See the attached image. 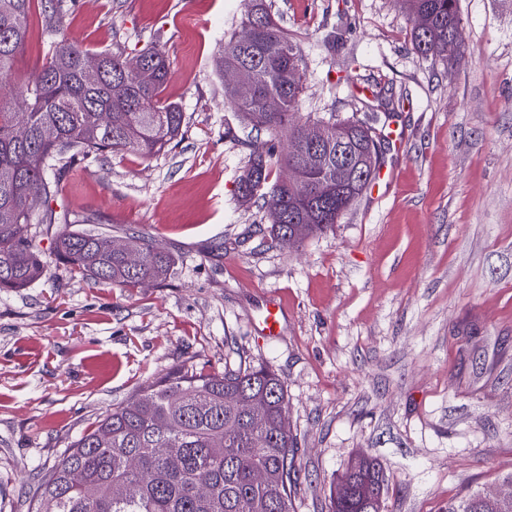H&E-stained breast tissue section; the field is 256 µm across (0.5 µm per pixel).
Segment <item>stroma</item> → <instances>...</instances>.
<instances>
[{"label":"stroma","mask_w":512,"mask_h":512,"mask_svg":"<svg viewBox=\"0 0 512 512\" xmlns=\"http://www.w3.org/2000/svg\"><path fill=\"white\" fill-rule=\"evenodd\" d=\"M306 58L302 113L393 100L384 167L334 231L283 249L245 204L249 150L216 58L240 0H71L65 30L127 57L158 45L184 136L150 159L89 156L62 205L174 258L161 284L97 282L52 261L0 290V512H34L41 477L113 405L180 368L263 362L288 390L293 512H323L352 456L377 457L382 512H447L512 476V0H458L459 64L417 53L400 0H271ZM343 28L342 40L326 35ZM46 51L33 22L9 88ZM358 80L338 82L345 60ZM283 306L281 334L258 322Z\"/></svg>","instance_id":"stroma-1"}]
</instances>
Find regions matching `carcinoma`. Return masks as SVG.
<instances>
[{
	"mask_svg": "<svg viewBox=\"0 0 512 512\" xmlns=\"http://www.w3.org/2000/svg\"><path fill=\"white\" fill-rule=\"evenodd\" d=\"M32 0H0V74H12L25 49ZM45 31L53 35L42 61L21 89L20 101L0 99V288H27L46 273L47 260L28 233L32 224H94L71 217L51 201L64 191L66 170L77 160L103 153L150 158L183 133L184 113L162 101L170 79L165 52L142 50V71L128 72L127 57L92 52L67 38V0H49ZM413 24L412 44L422 56L458 62L462 44L457 0H404ZM237 27L224 38L219 72L246 66L253 73L250 98L228 107L268 140L249 143L248 165L238 195L248 202L268 194L281 206L268 213L271 233L287 249L335 228L371 184L353 175L373 152L367 130L375 113L336 119L302 114L305 57L279 25L267 0H241ZM96 57L101 71L89 77L83 61ZM122 86L116 94L113 88ZM276 95L279 111L265 113ZM27 129L23 140L18 126ZM346 139L351 167L336 166V139ZM315 154L307 169L299 154ZM294 168L300 177L270 181L273 166ZM138 262L112 249V234L94 229L63 230L55 260L97 281L138 287L166 279L173 256L152 240L126 237ZM287 387L264 365L224 368L218 374L180 369L145 382L126 402L106 411L82 433L46 474L36 512H291L298 484L296 438L284 429ZM262 470L266 481L256 484ZM360 475L385 484L380 463L361 456ZM328 512H364L360 499L330 496ZM448 512H512V501L489 504L472 492L449 504Z\"/></svg>",
	"mask_w": 512,
	"mask_h": 512,
	"instance_id": "obj_1",
	"label": "carcinoma"
}]
</instances>
